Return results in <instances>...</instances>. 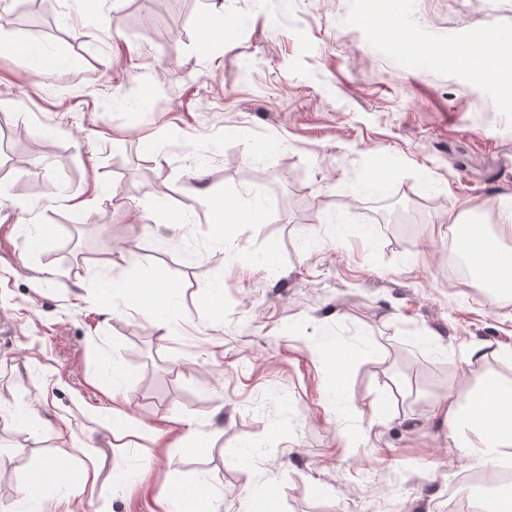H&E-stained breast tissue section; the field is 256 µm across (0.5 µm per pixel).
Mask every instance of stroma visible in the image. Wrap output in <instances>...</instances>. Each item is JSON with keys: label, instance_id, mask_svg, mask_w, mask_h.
Here are the masks:
<instances>
[{"label": "stroma", "instance_id": "1", "mask_svg": "<svg viewBox=\"0 0 512 512\" xmlns=\"http://www.w3.org/2000/svg\"><path fill=\"white\" fill-rule=\"evenodd\" d=\"M212 2L51 0L53 31L0 25V512L52 459L89 478L45 512H166L200 478L218 512L267 484L279 512H441L484 464L437 403L512 382V299L449 276L447 221L498 226L512 112L367 23L468 44L512 34V0H223L232 30L208 37ZM378 152L407 208L368 236ZM201 185L260 219L220 233ZM155 270L162 313L101 289ZM476 341L501 351L464 370Z\"/></svg>", "mask_w": 512, "mask_h": 512}]
</instances>
